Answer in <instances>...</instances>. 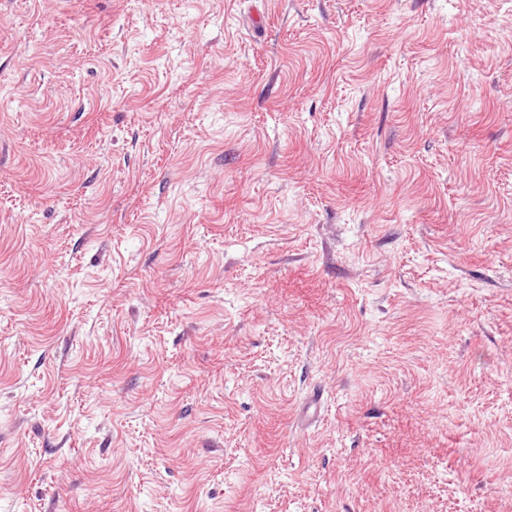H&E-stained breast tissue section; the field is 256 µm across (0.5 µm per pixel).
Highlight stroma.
Listing matches in <instances>:
<instances>
[{"instance_id":"stroma-1","label":"stroma","mask_w":512,"mask_h":512,"mask_svg":"<svg viewBox=\"0 0 512 512\" xmlns=\"http://www.w3.org/2000/svg\"><path fill=\"white\" fill-rule=\"evenodd\" d=\"M0 512H512V0H0Z\"/></svg>"}]
</instances>
